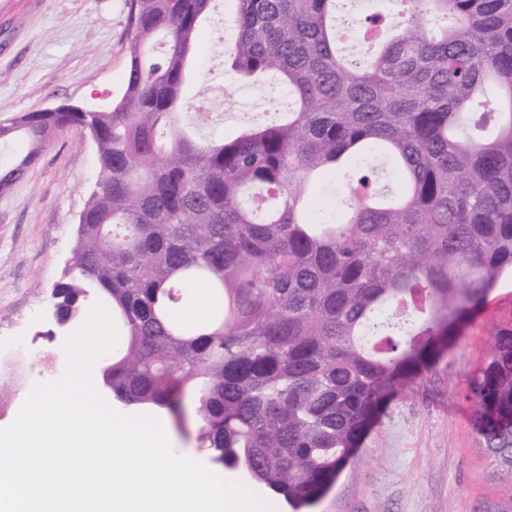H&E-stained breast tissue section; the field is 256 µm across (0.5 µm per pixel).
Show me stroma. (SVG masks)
<instances>
[{"instance_id":"obj_1","label":"stroma","mask_w":512,"mask_h":512,"mask_svg":"<svg viewBox=\"0 0 512 512\" xmlns=\"http://www.w3.org/2000/svg\"><path fill=\"white\" fill-rule=\"evenodd\" d=\"M127 0H0V119L61 104L103 110L124 84ZM224 11L208 18L201 56L215 73L205 131L233 133L254 119L246 86L224 75L216 53ZM96 149L72 126L59 132L23 178L0 190V356L28 353L23 375L5 380L9 425L34 386L54 381L43 362L63 353L48 300L74 247L78 216L98 178ZM512 324V281L499 283L448 354L395 401L370 431L316 512H479L512 502V481L480 447L466 398L495 333Z\"/></svg>"}]
</instances>
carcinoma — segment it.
<instances>
[{"mask_svg": "<svg viewBox=\"0 0 512 512\" xmlns=\"http://www.w3.org/2000/svg\"><path fill=\"white\" fill-rule=\"evenodd\" d=\"M234 0L225 71L274 74L281 120L187 133L184 95L215 0H128L129 66L104 111L4 118L20 179L80 126L99 163L57 319L112 313V399L158 408L293 512L314 507L379 417L512 276V0ZM159 54L148 51L157 38ZM383 157L398 174L372 186ZM203 288L200 322L181 319ZM480 446L512 479V326L470 381Z\"/></svg>", "mask_w": 512, "mask_h": 512, "instance_id": "cac0c4a2", "label": "carcinoma"}]
</instances>
